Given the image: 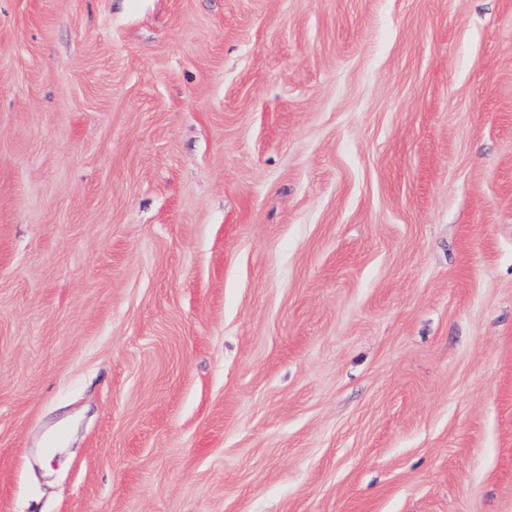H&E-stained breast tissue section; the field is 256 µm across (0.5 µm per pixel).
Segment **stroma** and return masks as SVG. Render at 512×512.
Returning a JSON list of instances; mask_svg holds the SVG:
<instances>
[{
    "label": "stroma",
    "mask_w": 512,
    "mask_h": 512,
    "mask_svg": "<svg viewBox=\"0 0 512 512\" xmlns=\"http://www.w3.org/2000/svg\"><path fill=\"white\" fill-rule=\"evenodd\" d=\"M0 512H512V0H0Z\"/></svg>",
    "instance_id": "obj_1"
}]
</instances>
